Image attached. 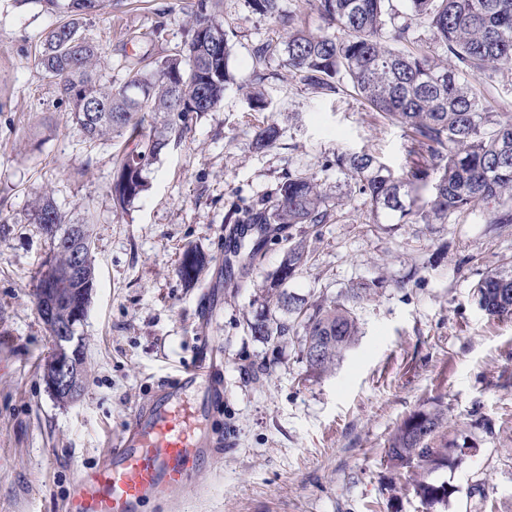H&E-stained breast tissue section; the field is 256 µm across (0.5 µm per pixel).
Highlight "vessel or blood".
I'll list each match as a JSON object with an SVG mask.
<instances>
[{"mask_svg": "<svg viewBox=\"0 0 512 512\" xmlns=\"http://www.w3.org/2000/svg\"><path fill=\"white\" fill-rule=\"evenodd\" d=\"M226 397L222 353L202 340L194 364L138 406L99 464L78 477L65 512H142L148 502L197 493L218 446L205 423Z\"/></svg>", "mask_w": 512, "mask_h": 512, "instance_id": "obj_1", "label": "vessel or blood"}]
</instances>
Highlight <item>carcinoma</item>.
Here are the masks:
<instances>
[{"label": "carcinoma", "instance_id": "cac0c4a2", "mask_svg": "<svg viewBox=\"0 0 512 512\" xmlns=\"http://www.w3.org/2000/svg\"><path fill=\"white\" fill-rule=\"evenodd\" d=\"M58 16L42 41L37 65L67 104L72 124L84 140L112 136L120 140V158L112 168L115 208L125 210L148 188L145 173L168 145L167 133L199 112H211L231 82L229 46L224 25L212 13L211 0H184L191 25L183 48L137 69L119 85L101 82L100 49L83 33L86 17L105 0H42ZM254 10L281 16L280 0H251ZM305 11L336 24L339 34L306 30L288 16V37L279 47L258 46L254 64L278 50L288 69L336 94L350 87L362 104L406 128L411 152L426 151L430 163L413 164L396 173L366 152L336 154L370 207L375 224H446L457 214L491 212L490 223L512 224V114L500 112L473 82L492 71L512 67V0H407L411 17L429 29L448 51V63L431 60L415 43L412 23L401 19L393 0H305ZM274 122L255 132L258 146L276 143ZM331 203L318 178L294 172L261 207L246 211L248 224L264 225V234L241 253L242 266L259 261L267 244L290 224H326ZM41 225L48 253L35 272L33 298L47 328L72 321L90 304L94 287L93 241L89 225L75 224L49 198L30 209ZM80 260L82 276L73 271ZM306 245L294 242L279 266L264 277L260 308L246 321L250 335L271 345L297 337L307 372L321 378L331 372L359 336L356 305L378 287L374 281L349 285L340 298L312 304L288 290L304 266ZM210 263L188 248L178 274L187 284L198 281ZM479 307L497 318H512V271L486 274L476 286ZM321 347L318 359L311 351ZM448 409L437 404L409 414L387 440L384 461L396 495L405 479L425 506L448 501V485L428 474L463 462L470 444H448L444 427Z\"/></svg>", "mask_w": 512, "mask_h": 512}]
</instances>
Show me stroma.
Returning <instances> with one entry per match:
<instances>
[{"instance_id":"1","label":"stroma","mask_w":512,"mask_h":512,"mask_svg":"<svg viewBox=\"0 0 512 512\" xmlns=\"http://www.w3.org/2000/svg\"><path fill=\"white\" fill-rule=\"evenodd\" d=\"M216 16L233 82L218 108L169 132L148 191L122 212L110 192L118 144L85 143L35 64L55 15L40 0H0V512H63L79 473L99 462L159 382L193 360L202 336L223 342L231 396L210 424L230 445L200 473L199 494L144 512H429L412 491L389 497L384 448L410 412L438 400L448 407L449 441L476 451L432 473L452 494L431 512H512V319L487 315L473 295L486 273L512 267V224L467 213L446 224L373 223L336 154L367 152L404 167L414 159L406 130L353 93L315 90L288 70L284 53L268 56L257 80L253 52L284 41L282 21L250 0H220ZM84 33L102 51L103 82L116 85L143 54L182 46L187 25L178 0H119ZM254 86L267 110L252 109ZM267 121L280 137L261 148L254 132ZM294 171L316 175L344 203L329 223L289 226V240L308 251L289 290L314 301L381 283L356 308L357 342L319 379L295 342L276 348L244 328L284 243H270L250 287L234 288L222 264L225 215L260 204ZM43 194L72 221H90L95 255L78 330L87 377L66 404L43 381L54 341L32 296L47 244L29 209ZM189 247L212 258L191 286L177 271ZM204 295L206 320L197 314ZM478 484L487 500L473 495Z\"/></svg>"}]
</instances>
